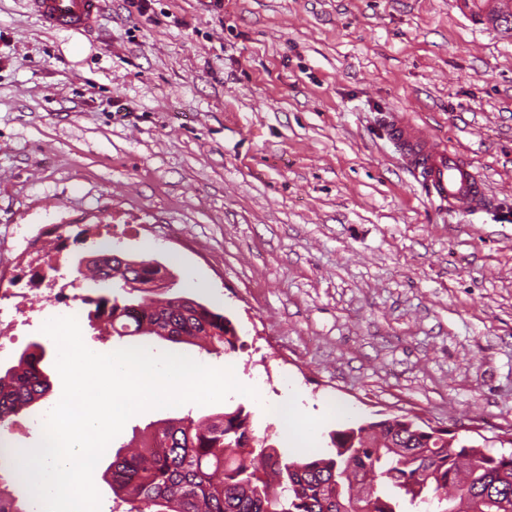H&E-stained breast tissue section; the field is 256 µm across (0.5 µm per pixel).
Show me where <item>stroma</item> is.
<instances>
[{"label": "stroma", "mask_w": 512, "mask_h": 512, "mask_svg": "<svg viewBox=\"0 0 512 512\" xmlns=\"http://www.w3.org/2000/svg\"><path fill=\"white\" fill-rule=\"evenodd\" d=\"M496 8L512 0H156L149 19L107 0L79 34L0 0V368L39 342L50 383L13 446L36 444L31 421L62 394L40 277L72 280L103 243L159 261L243 347L118 339L74 301L86 344L229 366L264 400L133 416L94 470L100 512L112 450L228 404L281 448L304 408L317 457L339 426L398 415L512 433V31ZM393 112L467 158L491 208L432 204L388 138Z\"/></svg>", "instance_id": "35a3bbf8"}]
</instances>
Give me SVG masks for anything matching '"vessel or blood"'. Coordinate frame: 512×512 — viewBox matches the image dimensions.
<instances>
[{"mask_svg":"<svg viewBox=\"0 0 512 512\" xmlns=\"http://www.w3.org/2000/svg\"><path fill=\"white\" fill-rule=\"evenodd\" d=\"M102 2L27 0V6L46 30L81 33L96 27ZM388 135L412 175L441 206L452 211L485 208L487 191L484 182L447 144L437 141L424 127L397 113L389 121Z\"/></svg>","mask_w":512,"mask_h":512,"instance_id":"1","label":"vessel or blood"}]
</instances>
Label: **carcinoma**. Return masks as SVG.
<instances>
[{
	"instance_id": "1",
	"label": "carcinoma",
	"mask_w": 512,
	"mask_h": 512,
	"mask_svg": "<svg viewBox=\"0 0 512 512\" xmlns=\"http://www.w3.org/2000/svg\"><path fill=\"white\" fill-rule=\"evenodd\" d=\"M100 288L82 298L112 335L202 342L208 355L242 345L233 321L193 298L156 299L132 264L91 262ZM138 282L140 288L128 283ZM45 350L23 352L0 375V426L49 390ZM242 403L210 416L148 424L104 472L125 512H512V451L423 427L407 416L330 432L328 458L294 459L255 433ZM0 512H28L0 488Z\"/></svg>"
}]
</instances>
